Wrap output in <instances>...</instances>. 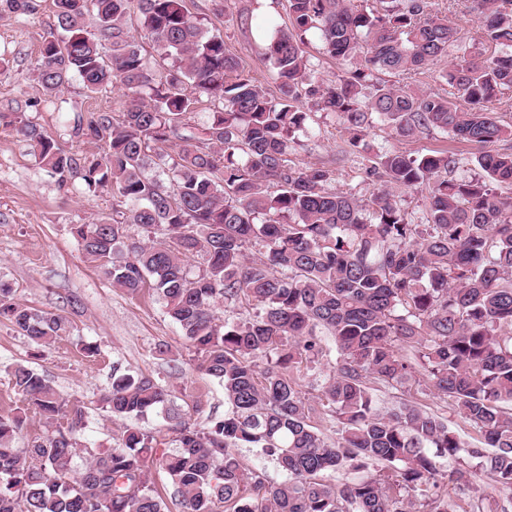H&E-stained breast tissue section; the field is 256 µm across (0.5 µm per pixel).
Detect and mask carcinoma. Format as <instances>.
I'll return each instance as SVG.
<instances>
[{
  "label": "carcinoma",
  "mask_w": 512,
  "mask_h": 512,
  "mask_svg": "<svg viewBox=\"0 0 512 512\" xmlns=\"http://www.w3.org/2000/svg\"><path fill=\"white\" fill-rule=\"evenodd\" d=\"M54 2L64 35L43 39L37 81L49 95L73 77L91 94L118 84L125 104L78 120L77 136L103 143L98 155L73 153L32 123L16 133L59 182L76 173L90 190H112L116 216L72 227L83 256L114 287L158 294L226 407L205 428L168 415L163 449L137 424L123 426L115 447L94 448L82 440L86 407L17 363L7 373L21 405L0 415V512H168L151 463L181 512H512V197L498 192L512 185V151L494 148L512 128L489 108L512 93V0H470L477 30L465 40L431 0H289L291 27L273 28L265 46L277 96L192 19L186 0ZM34 10V0H0V18ZM133 13L171 68L150 70ZM309 32L329 56L361 62L323 84ZM448 55L441 78L452 101L379 78ZM201 95L217 107L193 127L185 117ZM316 112L337 116L352 154L369 148L375 122L401 138L438 131L479 147L483 175L448 177L459 159L446 150L381 149L366 173L384 188L367 199L339 192L335 168L291 159L298 137L314 135ZM152 166L170 189L147 174ZM392 188L425 193L427 223H412ZM195 254L205 258L196 272ZM220 302L256 313L221 321ZM0 318L39 347L69 328L2 288ZM303 371L319 388L316 406ZM417 378L474 440L405 398ZM378 387L399 392L398 404L380 407ZM169 397L154 377L115 365L97 403L117 420H141ZM32 415L43 435L19 448ZM242 448L285 479L245 464ZM475 469L500 496L474 485ZM327 471L343 478L329 483Z\"/></svg>",
  "instance_id": "1"
}]
</instances>
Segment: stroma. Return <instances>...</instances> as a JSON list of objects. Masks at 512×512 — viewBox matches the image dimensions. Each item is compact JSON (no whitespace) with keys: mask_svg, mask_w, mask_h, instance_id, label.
I'll return each instance as SVG.
<instances>
[{"mask_svg":"<svg viewBox=\"0 0 512 512\" xmlns=\"http://www.w3.org/2000/svg\"><path fill=\"white\" fill-rule=\"evenodd\" d=\"M35 3L30 14L0 18V113L17 114L65 148L100 153L101 143L74 137V119L99 111H121L123 90L116 85L91 95L74 78L59 96L45 95L32 66L43 38L56 27V17L53 0ZM187 8L210 34L223 38L227 51L266 92L277 94L276 75L263 58L261 30L271 23L289 26L288 0H187ZM314 119L320 136L302 140L293 160L302 166L334 164L335 188L361 199L369 198L379 186L376 179L367 177L366 170L374 165V150L380 146L415 155L446 149L461 160L455 176L479 173L473 162L476 146L435 131L400 140L386 125L377 123L368 131L370 151L356 156L345 151L346 136L337 117L319 112ZM114 205L111 191H89L80 177L59 185L13 128L0 124V286L10 289L15 300L72 323L69 337L39 353L10 323L0 322V414L15 408L18 401L6 366H32L51 381L61 397L84 403L90 415L84 439L100 448L115 444L123 427L97 408L99 394L116 365L167 384L175 406L183 412L193 413V406L202 405V413L193 414L198 425H205L207 414L224 411L222 387L194 371L192 353L180 328L165 314L153 290L131 295L114 288L83 258L72 225L111 217ZM70 295L79 300L78 309L67 305ZM81 340L99 345L100 356L85 358L77 346ZM160 343L169 345L176 362L156 354Z\"/></svg>","mask_w":512,"mask_h":512,"instance_id":"stroma-1","label":"stroma"}]
</instances>
